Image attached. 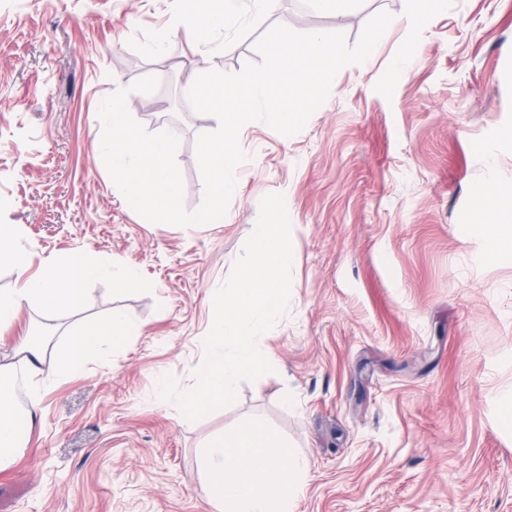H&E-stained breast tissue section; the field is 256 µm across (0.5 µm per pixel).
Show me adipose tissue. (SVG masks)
Instances as JSON below:
<instances>
[{"label": "adipose tissue", "instance_id": "1", "mask_svg": "<svg viewBox=\"0 0 512 512\" xmlns=\"http://www.w3.org/2000/svg\"><path fill=\"white\" fill-rule=\"evenodd\" d=\"M81 271L88 279L112 278L128 288L138 285L137 274L129 267L99 263L73 255L52 262L45 274L26 281L14 292L0 291V328L10 325L22 305L46 309L68 304L74 293L71 276ZM137 324L122 312H113L103 323L85 334L54 348L23 339L16 347L32 375H72L81 372L87 360L102 355L133 335ZM34 421L36 408L18 413L12 398L0 394V469L22 451L18 416ZM306 472L304 458L287 440L257 425H247L229 437L209 440L200 451L199 478L208 502L224 512H296V503Z\"/></svg>", "mask_w": 512, "mask_h": 512}]
</instances>
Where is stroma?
I'll return each instance as SVG.
<instances>
[{
    "mask_svg": "<svg viewBox=\"0 0 512 512\" xmlns=\"http://www.w3.org/2000/svg\"><path fill=\"white\" fill-rule=\"evenodd\" d=\"M172 4L0 0V225L17 228L27 277L83 252L141 281L81 283L79 301L22 306L0 330V361L39 402L26 448L0 471L6 512H219L199 451L249 422L305 456L297 512H512V248L488 252L475 196L484 185L512 198V0H453L420 18L410 0H358L347 14L280 0L267 26L351 46L377 13L393 24L299 133L245 124L223 223L187 227L130 207L98 117L104 98L156 76L127 107L146 131H174L184 205L199 207L195 144L217 122L186 108L201 56ZM405 46L414 63L398 79ZM271 193L294 255L288 312L264 340L272 371L188 420L156 388L166 375L194 386L210 294ZM115 310L139 334L81 373L38 383L15 363L41 320L55 345Z\"/></svg>",
    "mask_w": 512,
    "mask_h": 512,
    "instance_id": "1",
    "label": "stroma"
}]
</instances>
